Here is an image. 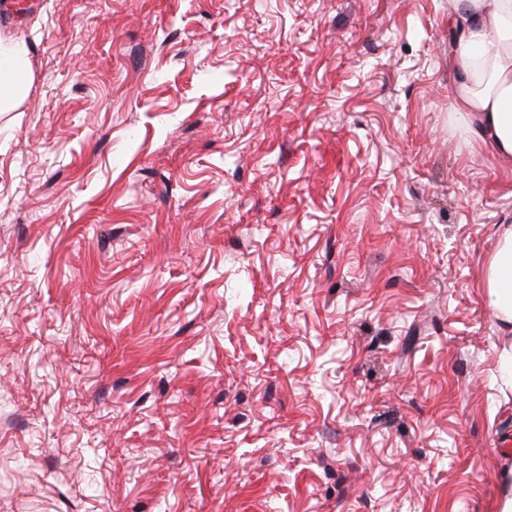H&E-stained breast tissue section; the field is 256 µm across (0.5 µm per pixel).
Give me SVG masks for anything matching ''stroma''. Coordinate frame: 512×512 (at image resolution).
Masks as SVG:
<instances>
[{"label":"stroma","mask_w":512,"mask_h":512,"mask_svg":"<svg viewBox=\"0 0 512 512\" xmlns=\"http://www.w3.org/2000/svg\"><path fill=\"white\" fill-rule=\"evenodd\" d=\"M8 2L0 512H498L449 0ZM13 62L6 67L7 78L0 80V108L5 105H13V103L23 96L26 84L28 82V65L24 53L18 48L7 47Z\"/></svg>","instance_id":"obj_1"}]
</instances>
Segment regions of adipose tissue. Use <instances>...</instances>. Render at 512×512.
Wrapping results in <instances>:
<instances>
[{
	"label": "adipose tissue",
	"mask_w": 512,
	"mask_h": 512,
	"mask_svg": "<svg viewBox=\"0 0 512 512\" xmlns=\"http://www.w3.org/2000/svg\"><path fill=\"white\" fill-rule=\"evenodd\" d=\"M462 27L451 50L460 118L493 155L512 159V0H454ZM493 307L512 333V225L487 272Z\"/></svg>",
	"instance_id": "adipose-tissue-1"
}]
</instances>
